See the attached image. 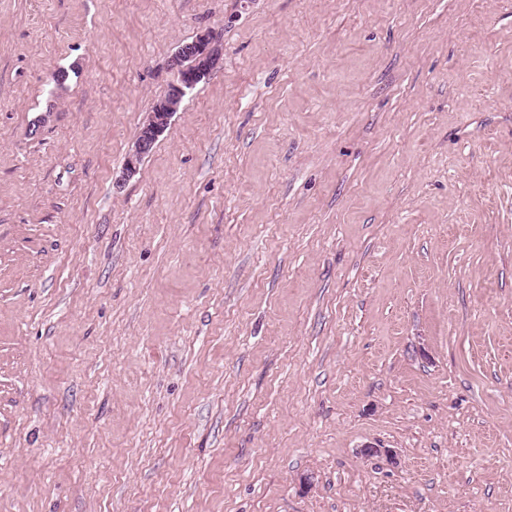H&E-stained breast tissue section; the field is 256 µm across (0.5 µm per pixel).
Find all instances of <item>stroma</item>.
I'll use <instances>...</instances> for the list:
<instances>
[{
  "label": "stroma",
  "instance_id": "stroma-1",
  "mask_svg": "<svg viewBox=\"0 0 512 512\" xmlns=\"http://www.w3.org/2000/svg\"><path fill=\"white\" fill-rule=\"evenodd\" d=\"M0 512H512V0H0ZM222 60V49L212 42L208 33H200L191 43L181 45L169 61L175 78L158 99L157 112H150L138 132L135 144L128 155L121 179L135 175L145 156L168 127L175 112H178L187 92L205 81Z\"/></svg>",
  "mask_w": 512,
  "mask_h": 512
}]
</instances>
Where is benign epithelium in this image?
Returning <instances> with one entry per match:
<instances>
[{
  "mask_svg": "<svg viewBox=\"0 0 512 512\" xmlns=\"http://www.w3.org/2000/svg\"><path fill=\"white\" fill-rule=\"evenodd\" d=\"M222 60V49L212 42L207 33L195 36L192 42L181 45L169 61L175 78L158 99V109L148 114L128 155L121 180L135 175L145 156L168 127L175 112L179 111L187 92L206 80Z\"/></svg>",
  "mask_w": 512,
  "mask_h": 512,
  "instance_id": "benign-epithelium-1",
  "label": "benign epithelium"
}]
</instances>
